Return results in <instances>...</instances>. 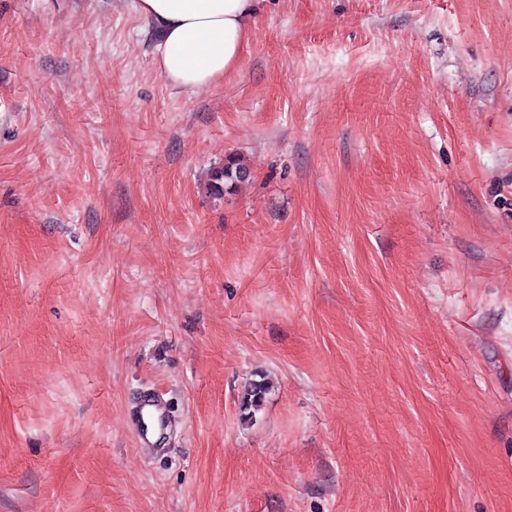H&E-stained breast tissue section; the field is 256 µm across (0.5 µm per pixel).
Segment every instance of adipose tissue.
<instances>
[{"instance_id":"ef3b65f1","label":"adipose tissue","mask_w":512,"mask_h":512,"mask_svg":"<svg viewBox=\"0 0 512 512\" xmlns=\"http://www.w3.org/2000/svg\"><path fill=\"white\" fill-rule=\"evenodd\" d=\"M261 0H134L156 33L154 63L165 80L194 93L234 70Z\"/></svg>"}]
</instances>
